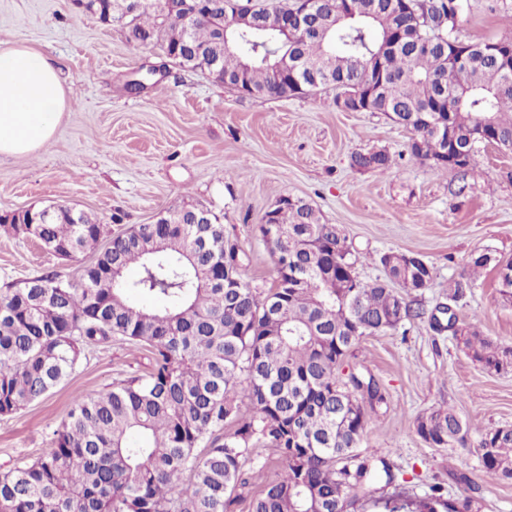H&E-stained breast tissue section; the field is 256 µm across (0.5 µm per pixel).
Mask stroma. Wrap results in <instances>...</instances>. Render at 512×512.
I'll use <instances>...</instances> for the list:
<instances>
[{
  "instance_id": "1",
  "label": "stroma",
  "mask_w": 512,
  "mask_h": 512,
  "mask_svg": "<svg viewBox=\"0 0 512 512\" xmlns=\"http://www.w3.org/2000/svg\"><path fill=\"white\" fill-rule=\"evenodd\" d=\"M502 0H470L462 40L512 39ZM42 49L77 99L50 143L34 155L0 160V214L65 204L122 230L150 224L173 206L197 204L219 216L236 240L246 275L276 276L256 232L283 196L301 198L337 224L357 256L365 282L385 272L378 255L417 253L434 268L428 288L413 293L420 318L364 337L354 362L386 390L388 404L365 427L364 452L387 460L396 480L358 512H388L390 502L424 498L431 486L445 499H477L481 512H512V481L483 479L473 447L439 448L416 432L417 419L455 407L475 431L512 427V371L472 362L433 316L452 305L477 316L479 330L512 349V302L498 293L494 266L470 293L448 300V281L483 253L512 258V153L489 146L474 156L477 178L432 163L399 161L387 175L350 166L359 152L403 151L412 136L379 112H346L333 93L269 100L215 83L204 72L173 64L156 46H140L119 25L86 12L77 0H0V40ZM156 68L139 95L126 80ZM92 259H63L23 235H0V289L54 272L78 280ZM151 367L149 353L114 343L93 351L46 396L10 418L0 417V465L32 460L51 445L80 394Z\"/></svg>"
}]
</instances>
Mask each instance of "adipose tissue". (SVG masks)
I'll list each match as a JSON object with an SVG mask.
<instances>
[{"label": "adipose tissue", "instance_id": "1", "mask_svg": "<svg viewBox=\"0 0 512 512\" xmlns=\"http://www.w3.org/2000/svg\"><path fill=\"white\" fill-rule=\"evenodd\" d=\"M73 95L39 48L0 41V158L33 154L52 139Z\"/></svg>", "mask_w": 512, "mask_h": 512}]
</instances>
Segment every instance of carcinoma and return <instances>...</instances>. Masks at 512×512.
<instances>
[{"mask_svg": "<svg viewBox=\"0 0 512 512\" xmlns=\"http://www.w3.org/2000/svg\"><path fill=\"white\" fill-rule=\"evenodd\" d=\"M192 19L169 0H140L132 14L122 0H85L86 10L126 29L129 40L158 45L175 63L224 74V85L269 99L357 86L366 111L382 112L414 131L399 158L437 162V129L448 148L477 140L482 118L495 124L493 143L512 149V73L498 66L488 43H465L458 20L468 0H315L317 23L283 35L279 16L258 0H206ZM265 13L266 30L253 26ZM235 27L224 29L225 21ZM467 49L463 59L456 49ZM296 55L304 90L296 93L274 69L277 55ZM218 66L211 67L213 61ZM385 149L351 158L356 170L387 173ZM186 224L180 208L166 224L112 231L108 224L59 204L48 224L0 216V233L23 234L63 258L92 251L79 280L58 274L0 289V417L40 399L77 368L83 356L112 342L135 343L152 355L151 370L112 389L77 396L52 446L32 461L0 469V512H228L237 490H261L250 512H351L380 481L395 475L383 458L357 453L368 420L387 403L364 367L349 362L366 336L394 330L422 312L408 296L429 287L434 268L419 254L379 256L386 278L344 284L356 259L342 229L321 222L308 203L278 211L286 238L256 231L276 264L271 285L239 270L224 287V225ZM490 262L484 255L448 280L462 299ZM132 267L134 279L125 278ZM499 293L512 300V260L497 266ZM448 329L472 361L504 368L501 350L478 330L462 327L447 307ZM437 446H466L472 430L452 406L417 420ZM270 448L281 462L273 481L256 453ZM483 476L512 480V432L480 434ZM479 512L467 495L455 503L440 487L414 512Z\"/></svg>", "mask_w": 512, "mask_h": 512, "instance_id": "1", "label": "carcinoma"}]
</instances>
